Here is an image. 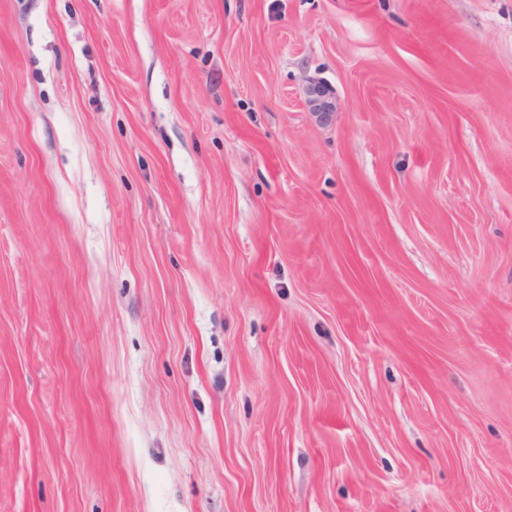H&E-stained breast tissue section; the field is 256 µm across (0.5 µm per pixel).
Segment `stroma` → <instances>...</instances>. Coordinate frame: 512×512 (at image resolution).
<instances>
[{"mask_svg": "<svg viewBox=\"0 0 512 512\" xmlns=\"http://www.w3.org/2000/svg\"><path fill=\"white\" fill-rule=\"evenodd\" d=\"M0 512H512V0H0ZM305 100L310 112L315 113L320 119H329L336 110L329 90L319 82L309 83L305 90Z\"/></svg>", "mask_w": 512, "mask_h": 512, "instance_id": "stroma-1", "label": "stroma"}]
</instances>
